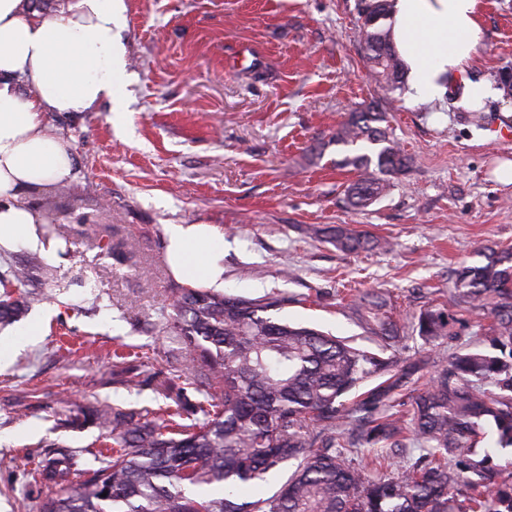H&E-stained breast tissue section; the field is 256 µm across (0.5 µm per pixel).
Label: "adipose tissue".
I'll list each match as a JSON object with an SVG mask.
<instances>
[{
  "label": "adipose tissue",
  "mask_w": 512,
  "mask_h": 512,
  "mask_svg": "<svg viewBox=\"0 0 512 512\" xmlns=\"http://www.w3.org/2000/svg\"><path fill=\"white\" fill-rule=\"evenodd\" d=\"M122 0H0V249L38 247L26 194L68 179L73 157L48 112L117 102L124 65L113 40ZM412 97L477 108L495 96L471 78L480 0H394L388 20ZM168 257L185 283L224 287V236L207 224L166 227Z\"/></svg>",
  "instance_id": "ef3b65f1"
}]
</instances>
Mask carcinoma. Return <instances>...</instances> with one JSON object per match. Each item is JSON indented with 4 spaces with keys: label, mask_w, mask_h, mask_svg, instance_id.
Returning <instances> with one entry per match:
<instances>
[{
    "label": "carcinoma",
    "mask_w": 512,
    "mask_h": 512,
    "mask_svg": "<svg viewBox=\"0 0 512 512\" xmlns=\"http://www.w3.org/2000/svg\"><path fill=\"white\" fill-rule=\"evenodd\" d=\"M392 7V0H362L360 9L369 71L387 90L404 77L386 24ZM384 118L360 108L331 136L338 145L379 146L336 162L357 174L346 189L355 209L379 200L388 177L411 162L379 126ZM332 243L346 253L379 245L341 226ZM48 271L31 258L0 274V323L19 320L37 301L16 289ZM454 302L467 313L488 311L492 322L479 335L499 354L456 352L401 412L397 390L416 367L386 355L400 331L385 297L351 300L365 328L384 341L370 351L273 317L288 303L278 294L250 299L180 289L171 334L190 359L178 377L204 401L138 411L103 406L95 416L110 428L112 453H95L92 468L80 467L71 452L47 459L39 476L60 490L41 512H512V488L491 489L488 474L468 462L490 431L500 447H512V249L459 269ZM458 321L446 308L429 307L418 314L417 328L434 341L454 335ZM483 380L492 389L476 385ZM352 394L357 400L350 403ZM352 423L371 448L413 437L422 454L395 476L384 472L386 457L377 453L355 465L348 460L355 441L344 432ZM289 461L296 468L275 493L240 498L241 488L267 481Z\"/></svg>",
    "instance_id": "obj_1"
}]
</instances>
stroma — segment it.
<instances>
[{"label":"stroma","mask_w":512,"mask_h":512,"mask_svg":"<svg viewBox=\"0 0 512 512\" xmlns=\"http://www.w3.org/2000/svg\"><path fill=\"white\" fill-rule=\"evenodd\" d=\"M360 0H124L115 33L124 49L125 124L101 103L50 113L75 175L30 193L47 212L37 249L0 252V273L32 257L57 269L32 280L43 295L22 322L36 342L0 365V512H41L55 488L35 481L47 449L92 462L107 431L70 426L73 412L109 402L158 407L188 392L170 367L189 358L166 325L183 282L168 260L165 228L207 224L224 235V290L288 296L280 318L374 350L379 341L346 305L355 288L390 296L404 333L394 353L422 364L404 378L412 395L464 348L481 344L479 317L434 342L412 328L420 310L453 308L454 271L484 263L483 249L512 246V87L483 109L453 98L421 104L408 88L384 94L358 41ZM483 34L472 75L498 84L512 70V0H481ZM377 102L411 163L388 194L350 208L355 175L338 167L331 136L348 112ZM343 224L390 241L344 253L329 242ZM124 244L102 252L98 240ZM122 347L126 363L112 361Z\"/></svg>","instance_id":"obj_1"}]
</instances>
